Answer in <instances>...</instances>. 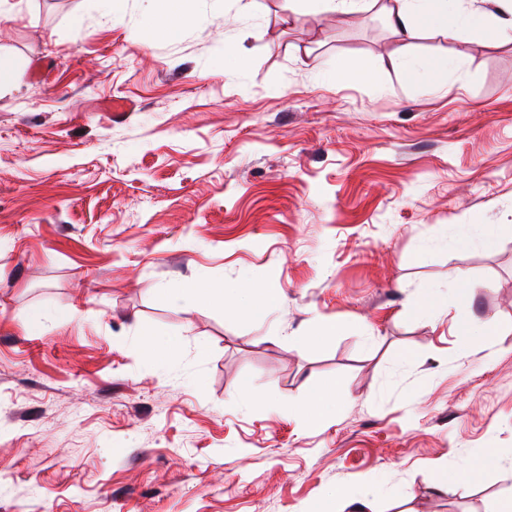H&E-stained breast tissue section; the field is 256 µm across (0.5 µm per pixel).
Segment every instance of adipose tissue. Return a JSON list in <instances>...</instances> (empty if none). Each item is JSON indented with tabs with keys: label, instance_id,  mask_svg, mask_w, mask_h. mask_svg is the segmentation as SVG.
I'll use <instances>...</instances> for the list:
<instances>
[{
	"label": "adipose tissue",
	"instance_id": "adipose-tissue-1",
	"mask_svg": "<svg viewBox=\"0 0 512 512\" xmlns=\"http://www.w3.org/2000/svg\"><path fill=\"white\" fill-rule=\"evenodd\" d=\"M310 1L322 12L349 14L378 8L405 51L420 37H448L463 25L490 27L496 42L512 43V0H489V8L469 11L463 9L462 0H288V10L301 15Z\"/></svg>",
	"mask_w": 512,
	"mask_h": 512
}]
</instances>
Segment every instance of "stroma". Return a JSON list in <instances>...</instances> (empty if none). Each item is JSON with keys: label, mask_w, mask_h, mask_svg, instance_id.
Masks as SVG:
<instances>
[{"label": "stroma", "mask_w": 512, "mask_h": 512, "mask_svg": "<svg viewBox=\"0 0 512 512\" xmlns=\"http://www.w3.org/2000/svg\"><path fill=\"white\" fill-rule=\"evenodd\" d=\"M186 3L191 23L148 42L144 0H22L0 21L17 68L0 512H336L362 485L365 512H495L512 495V45L462 29L404 53L374 8ZM458 48L441 81L398 76ZM340 58L372 80L337 78ZM464 225L473 244L452 247ZM195 280L281 301L257 318L244 297L169 300ZM429 290L445 313L420 310ZM325 320L342 331L306 346ZM486 459V454L482 452L461 466L448 468L447 477L443 481L441 489L448 491L450 488H456L460 484L467 482L471 478L472 474L484 465Z\"/></svg>", "instance_id": "1"}]
</instances>
